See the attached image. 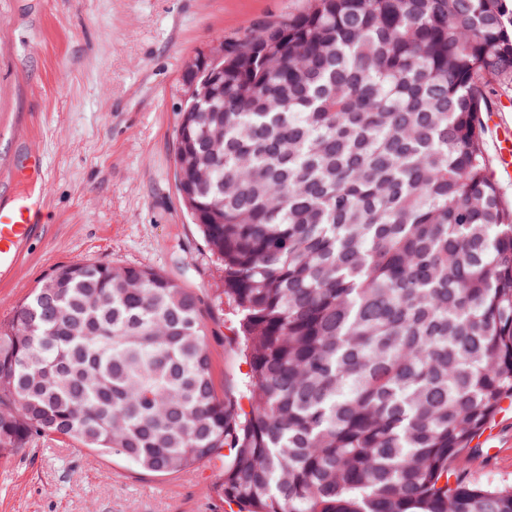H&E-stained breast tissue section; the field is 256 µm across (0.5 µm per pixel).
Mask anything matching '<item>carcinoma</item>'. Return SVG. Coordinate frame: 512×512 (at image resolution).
I'll use <instances>...</instances> for the list:
<instances>
[{"instance_id":"carcinoma-1","label":"carcinoma","mask_w":512,"mask_h":512,"mask_svg":"<svg viewBox=\"0 0 512 512\" xmlns=\"http://www.w3.org/2000/svg\"><path fill=\"white\" fill-rule=\"evenodd\" d=\"M175 130L247 370L219 397L202 299L62 266L0 325V461L55 435L156 475L223 461L229 512H512L458 478L512 402V206L484 116L509 0H310L224 40Z\"/></svg>"}]
</instances>
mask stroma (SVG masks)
<instances>
[{
    "instance_id": "35a3bbf8",
    "label": "stroma",
    "mask_w": 512,
    "mask_h": 512,
    "mask_svg": "<svg viewBox=\"0 0 512 512\" xmlns=\"http://www.w3.org/2000/svg\"><path fill=\"white\" fill-rule=\"evenodd\" d=\"M307 0H0V200L36 192L42 239L0 282V324L62 265L94 261L162 271L204 301L218 394L240 377L222 273L174 179L186 62L215 38L250 34ZM491 176L512 202L497 131L512 89L485 117ZM464 473L512 485V408L475 439ZM219 463L154 476L117 457L40 436L0 464V512H226Z\"/></svg>"
}]
</instances>
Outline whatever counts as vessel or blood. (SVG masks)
Wrapping results in <instances>:
<instances>
[{
	"instance_id": "b4317fda",
	"label": "vessel or blood",
	"mask_w": 512,
	"mask_h": 512,
	"mask_svg": "<svg viewBox=\"0 0 512 512\" xmlns=\"http://www.w3.org/2000/svg\"><path fill=\"white\" fill-rule=\"evenodd\" d=\"M45 227L39 212L24 199L0 206V278L8 279L24 258L28 244L41 237Z\"/></svg>"
}]
</instances>
